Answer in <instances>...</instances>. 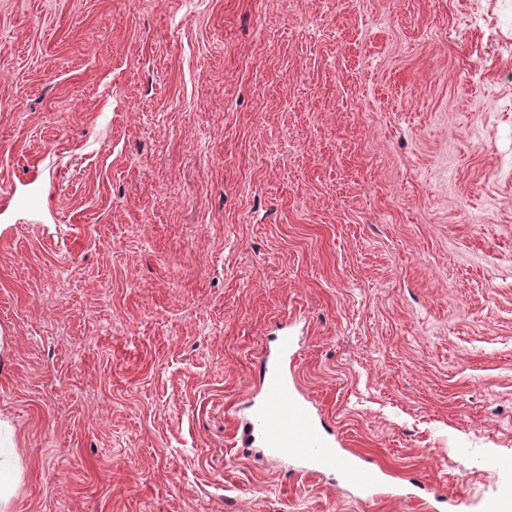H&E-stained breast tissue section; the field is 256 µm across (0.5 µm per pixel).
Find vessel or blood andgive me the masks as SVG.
Instances as JSON below:
<instances>
[{
    "label": "vessel or blood",
    "instance_id": "b4317fda",
    "mask_svg": "<svg viewBox=\"0 0 512 512\" xmlns=\"http://www.w3.org/2000/svg\"><path fill=\"white\" fill-rule=\"evenodd\" d=\"M277 348L280 362L264 368L261 386L266 399L246 419L243 447L261 443L267 454L297 460L308 473L322 475L339 471L352 485L369 490L376 481L375 471L364 468L353 457L338 453L311 412L291 395L282 364L294 355L293 338L280 336Z\"/></svg>",
    "mask_w": 512,
    "mask_h": 512
}]
</instances>
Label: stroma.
Segmentation results:
<instances>
[{"mask_svg": "<svg viewBox=\"0 0 512 512\" xmlns=\"http://www.w3.org/2000/svg\"><path fill=\"white\" fill-rule=\"evenodd\" d=\"M7 512H489L512 489V0H0ZM285 367L380 480L241 446ZM20 471L14 446V428L11 422L0 416V509L15 497L19 488Z\"/></svg>", "mask_w": 512, "mask_h": 512, "instance_id": "obj_1", "label": "stroma"}]
</instances>
